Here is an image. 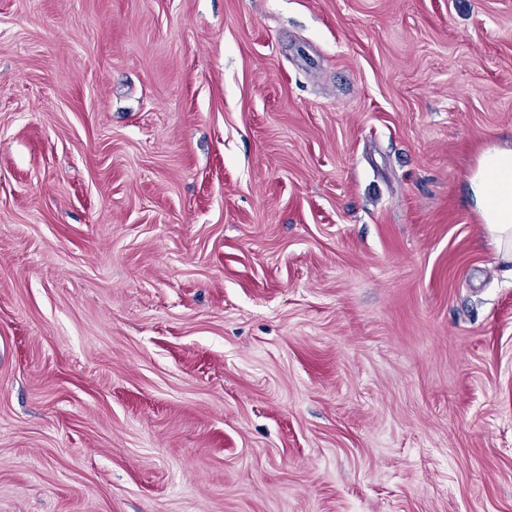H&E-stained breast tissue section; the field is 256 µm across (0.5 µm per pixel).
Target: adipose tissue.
Instances as JSON below:
<instances>
[{
  "label": "adipose tissue",
  "instance_id": "ef3b65f1",
  "mask_svg": "<svg viewBox=\"0 0 512 512\" xmlns=\"http://www.w3.org/2000/svg\"><path fill=\"white\" fill-rule=\"evenodd\" d=\"M468 184L486 235L499 258L512 264V143L484 150Z\"/></svg>",
  "mask_w": 512,
  "mask_h": 512
}]
</instances>
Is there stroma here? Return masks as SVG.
Listing matches in <instances>:
<instances>
[{"label":"stroma","mask_w":512,"mask_h":512,"mask_svg":"<svg viewBox=\"0 0 512 512\" xmlns=\"http://www.w3.org/2000/svg\"><path fill=\"white\" fill-rule=\"evenodd\" d=\"M512 0H0V512H512ZM469 193L499 258L512 264V143L484 150L469 178Z\"/></svg>","instance_id":"1"}]
</instances>
